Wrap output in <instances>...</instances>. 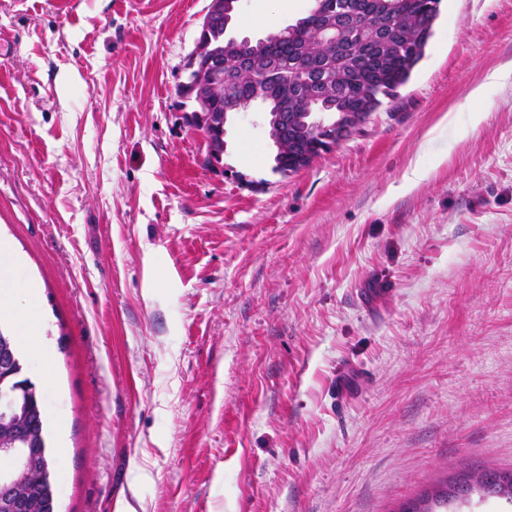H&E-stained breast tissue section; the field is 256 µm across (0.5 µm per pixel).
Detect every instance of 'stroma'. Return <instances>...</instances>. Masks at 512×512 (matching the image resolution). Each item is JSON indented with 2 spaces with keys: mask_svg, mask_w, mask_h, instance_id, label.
I'll use <instances>...</instances> for the list:
<instances>
[{
  "mask_svg": "<svg viewBox=\"0 0 512 512\" xmlns=\"http://www.w3.org/2000/svg\"><path fill=\"white\" fill-rule=\"evenodd\" d=\"M208 4L0 0L58 512H399L512 469V0H443L397 109L287 175L256 106L202 163L175 88ZM311 4L239 0L227 33Z\"/></svg>",
  "mask_w": 512,
  "mask_h": 512,
  "instance_id": "1",
  "label": "stroma"
}]
</instances>
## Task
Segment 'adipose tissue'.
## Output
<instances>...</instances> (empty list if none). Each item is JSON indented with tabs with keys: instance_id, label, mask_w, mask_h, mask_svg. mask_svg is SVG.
Returning a JSON list of instances; mask_svg holds the SVG:
<instances>
[{
	"instance_id": "1",
	"label": "adipose tissue",
	"mask_w": 512,
	"mask_h": 512,
	"mask_svg": "<svg viewBox=\"0 0 512 512\" xmlns=\"http://www.w3.org/2000/svg\"><path fill=\"white\" fill-rule=\"evenodd\" d=\"M16 261L15 253L0 244V322L10 323L19 348L27 356L46 366L50 364L52 354L42 342V323L39 316L29 313L36 303L37 289L30 285L24 291L16 290L7 275L8 268Z\"/></svg>"
}]
</instances>
